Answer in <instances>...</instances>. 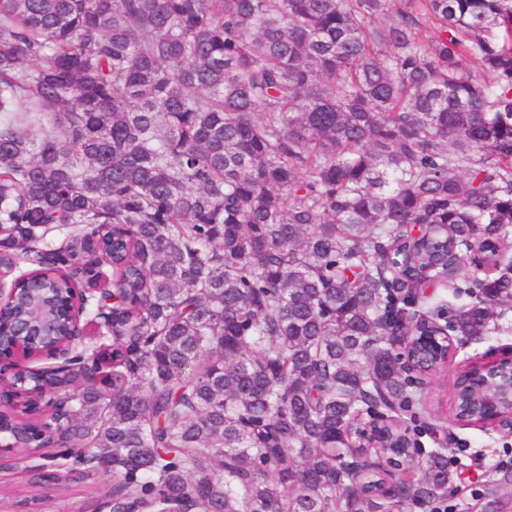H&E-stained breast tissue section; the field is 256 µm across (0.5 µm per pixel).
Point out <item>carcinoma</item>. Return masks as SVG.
I'll return each instance as SVG.
<instances>
[{
    "mask_svg": "<svg viewBox=\"0 0 512 512\" xmlns=\"http://www.w3.org/2000/svg\"><path fill=\"white\" fill-rule=\"evenodd\" d=\"M411 224L439 233L405 252ZM511 236L512 0H0V262L62 305L94 245L120 295L111 381L38 374L62 431L32 400L0 429L79 449L94 498L439 512L447 449L402 447L406 355L436 351L400 262L455 252L449 329L479 339L512 311ZM488 371L454 381L466 425L509 412L471 390Z\"/></svg>",
    "mask_w": 512,
    "mask_h": 512,
    "instance_id": "obj_1",
    "label": "carcinoma"
}]
</instances>
